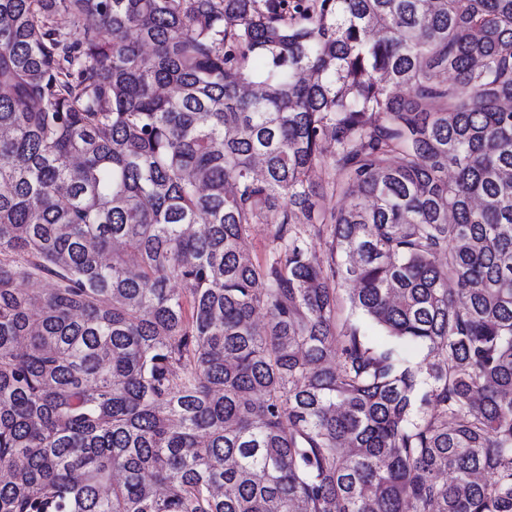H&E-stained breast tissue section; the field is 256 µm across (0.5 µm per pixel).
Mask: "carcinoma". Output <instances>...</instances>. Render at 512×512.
Segmentation results:
<instances>
[{
	"mask_svg": "<svg viewBox=\"0 0 512 512\" xmlns=\"http://www.w3.org/2000/svg\"><path fill=\"white\" fill-rule=\"evenodd\" d=\"M511 102L512 0H0V512H512Z\"/></svg>",
	"mask_w": 512,
	"mask_h": 512,
	"instance_id": "1",
	"label": "carcinoma"
}]
</instances>
